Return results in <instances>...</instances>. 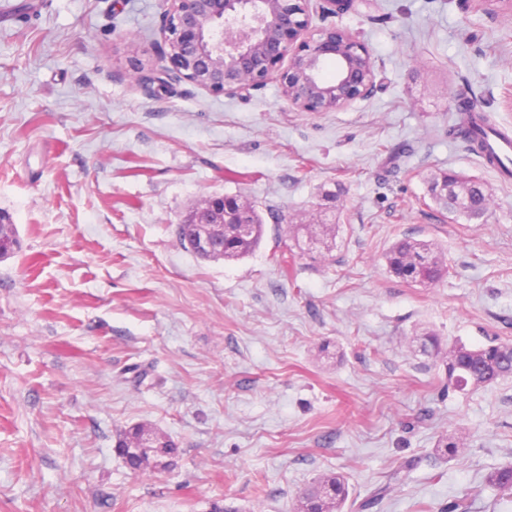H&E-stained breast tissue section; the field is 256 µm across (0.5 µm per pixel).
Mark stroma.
I'll list each match as a JSON object with an SVG mask.
<instances>
[{"mask_svg": "<svg viewBox=\"0 0 512 512\" xmlns=\"http://www.w3.org/2000/svg\"><path fill=\"white\" fill-rule=\"evenodd\" d=\"M321 5L312 30H349L378 72L338 112L295 110L275 78L242 97L138 84L170 0H0V211L23 243L0 260V512H289L329 473L368 512H512L488 485L512 463V377L459 389L409 346L423 329L512 343V180L448 136L464 88L512 132V7ZM438 169L486 185L487 220L432 202ZM326 193L339 248L282 273L284 225ZM222 194L255 203L265 235L205 262L176 226ZM403 237L442 247L441 283L387 273ZM136 423L175 442L172 470L117 455ZM457 429L468 446L443 459Z\"/></svg>", "mask_w": 512, "mask_h": 512, "instance_id": "obj_1", "label": "stroma"}]
</instances>
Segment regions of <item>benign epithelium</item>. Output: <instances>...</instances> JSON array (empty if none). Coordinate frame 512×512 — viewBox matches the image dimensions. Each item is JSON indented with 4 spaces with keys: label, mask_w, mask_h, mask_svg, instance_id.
<instances>
[{
    "label": "benign epithelium",
    "mask_w": 512,
    "mask_h": 512,
    "mask_svg": "<svg viewBox=\"0 0 512 512\" xmlns=\"http://www.w3.org/2000/svg\"><path fill=\"white\" fill-rule=\"evenodd\" d=\"M162 32V74L173 73L214 95H246L272 77L299 112H337L373 91L372 52L336 25L310 34V0H171ZM333 79L321 76L325 59ZM234 196L211 195L189 224H249Z\"/></svg>",
    "instance_id": "7a95c632"
}]
</instances>
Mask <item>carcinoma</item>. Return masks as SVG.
Masks as SVG:
<instances>
[{"instance_id":"carcinoma-1","label":"carcinoma","mask_w":512,"mask_h":512,"mask_svg":"<svg viewBox=\"0 0 512 512\" xmlns=\"http://www.w3.org/2000/svg\"><path fill=\"white\" fill-rule=\"evenodd\" d=\"M458 113L457 134L470 143L471 150L482 156L486 165L497 167L495 158L484 153V132L492 128L487 115L473 107V98L464 93L456 95ZM428 194L441 208L463 214L469 219H482L489 212L490 196L484 184L453 171H441L428 180ZM255 223L248 232H242L238 224L224 225V246H217L210 252L194 248L197 238L210 233L207 224H180L177 235L180 241L198 259L207 262L239 261L251 255L261 244L265 235V224L257 211H252ZM286 232L295 242L315 245L318 259L332 258L338 248L340 225L338 224H289ZM21 249L16 225L8 215L0 217V260L13 256ZM388 272L405 283L432 287L442 281L448 273L444 254L432 240L402 238L395 241L384 254ZM417 352L440 363L448 374V380L456 387L467 385L487 386L512 376V345L490 342L478 348L462 343L443 350L439 337L433 332H423L413 337ZM146 426L131 425L116 434L115 448L118 455L134 471L164 472L174 465L175 443L158 431L156 449L151 457L140 461L126 458L125 449L134 447ZM464 447L463 438L455 433L446 434L438 443L441 456H455ZM489 485L499 492H512V463L493 471ZM349 495L348 483L339 474L325 475L304 489L296 499L291 512H341Z\"/></svg>"}]
</instances>
